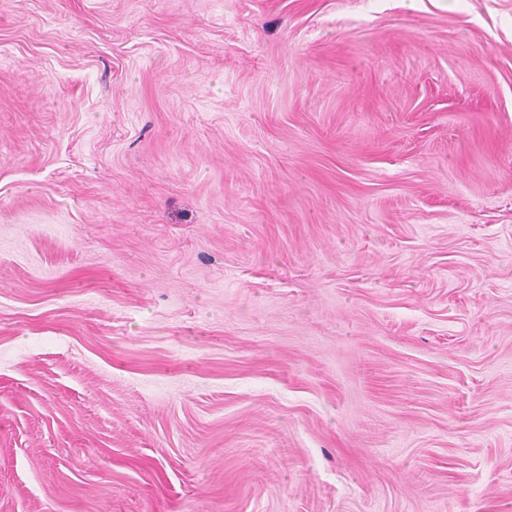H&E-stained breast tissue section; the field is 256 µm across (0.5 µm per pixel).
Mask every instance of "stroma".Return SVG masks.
<instances>
[{
    "label": "stroma",
    "mask_w": 512,
    "mask_h": 512,
    "mask_svg": "<svg viewBox=\"0 0 512 512\" xmlns=\"http://www.w3.org/2000/svg\"><path fill=\"white\" fill-rule=\"evenodd\" d=\"M0 512H512V0H0Z\"/></svg>",
    "instance_id": "stroma-1"
}]
</instances>
